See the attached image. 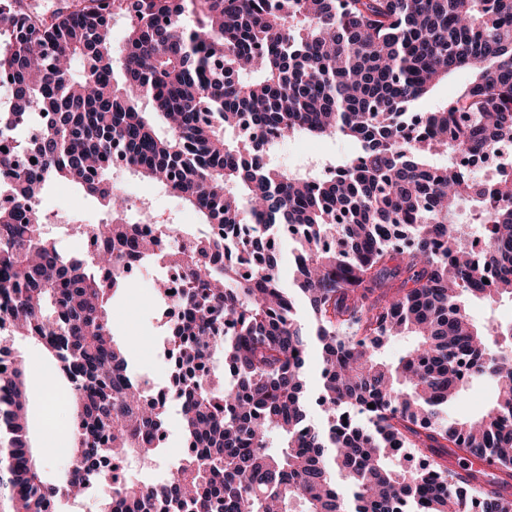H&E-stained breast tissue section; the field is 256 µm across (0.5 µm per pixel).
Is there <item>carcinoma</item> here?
<instances>
[{
  "instance_id": "1",
  "label": "carcinoma",
  "mask_w": 512,
  "mask_h": 512,
  "mask_svg": "<svg viewBox=\"0 0 512 512\" xmlns=\"http://www.w3.org/2000/svg\"><path fill=\"white\" fill-rule=\"evenodd\" d=\"M122 56L106 20L128 10ZM82 63L80 74L71 64ZM472 79L413 111L448 75ZM0 135L37 112L36 162L0 139V495L7 512H56L102 461L152 467L165 412L113 339L116 273L152 241L125 215L113 152L238 239L168 254L184 286L171 351L191 450L160 482L113 476L103 512H512V323L476 325L470 302L512 299V162L486 180L461 154L512 141V0H73L51 17L0 0ZM342 135L354 155L310 185L274 164L264 136ZM454 155L445 167L429 158ZM64 182L110 220L92 255L57 249L37 199ZM467 205L485 239L470 240ZM311 328L279 275L280 243ZM411 336L395 363L389 339ZM68 381L73 467L41 476L17 339ZM320 360L307 422L305 368ZM477 380L495 401L463 421L448 406ZM374 407H368V404ZM366 416L362 426L354 413ZM432 467H402L403 450ZM489 461L462 481L448 457Z\"/></svg>"
}]
</instances>
